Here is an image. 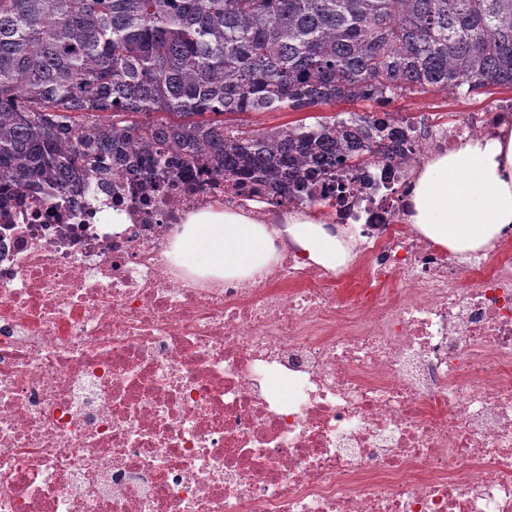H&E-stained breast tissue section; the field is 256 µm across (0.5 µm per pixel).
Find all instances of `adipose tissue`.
<instances>
[{"label": "adipose tissue", "mask_w": 512, "mask_h": 512, "mask_svg": "<svg viewBox=\"0 0 512 512\" xmlns=\"http://www.w3.org/2000/svg\"><path fill=\"white\" fill-rule=\"evenodd\" d=\"M405 220L441 249L465 256L512 233V128L472 138L430 156L410 179ZM310 264L336 272L355 257L350 227L330 225L310 208L268 225L246 211L189 216L174 258L190 271L254 279L275 261L281 241Z\"/></svg>", "instance_id": "adipose-tissue-1"}]
</instances>
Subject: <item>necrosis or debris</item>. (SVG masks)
Returning a JSON list of instances; mask_svg holds the SVG:
<instances>
[{
	"instance_id": "1",
	"label": "necrosis or debris",
	"mask_w": 512,
	"mask_h": 512,
	"mask_svg": "<svg viewBox=\"0 0 512 512\" xmlns=\"http://www.w3.org/2000/svg\"><path fill=\"white\" fill-rule=\"evenodd\" d=\"M504 123L421 127L406 154ZM369 177L325 210L361 228L346 294L287 247L252 281L188 274L186 218L252 200L207 170L11 190L0 512H512V259L419 236L408 166Z\"/></svg>"
}]
</instances>
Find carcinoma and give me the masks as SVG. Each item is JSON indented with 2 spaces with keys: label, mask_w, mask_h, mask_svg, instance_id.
Listing matches in <instances>:
<instances>
[{
  "label": "carcinoma",
  "mask_w": 512,
  "mask_h": 512,
  "mask_svg": "<svg viewBox=\"0 0 512 512\" xmlns=\"http://www.w3.org/2000/svg\"><path fill=\"white\" fill-rule=\"evenodd\" d=\"M490 86L512 88V0H0V186L61 192L110 160L302 202L392 160L398 117L239 116ZM314 112H267L258 115H251L255 129L281 126L288 122L314 116Z\"/></svg>",
  "instance_id": "obj_1"
}]
</instances>
